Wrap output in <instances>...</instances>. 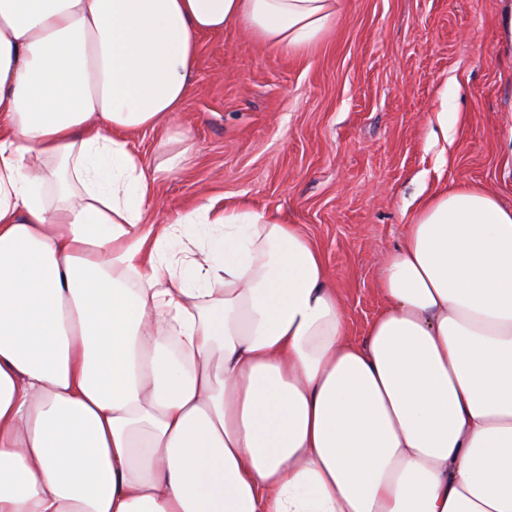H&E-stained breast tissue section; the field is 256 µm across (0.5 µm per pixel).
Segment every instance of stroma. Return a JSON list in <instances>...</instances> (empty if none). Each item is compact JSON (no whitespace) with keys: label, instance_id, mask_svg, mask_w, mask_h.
Instances as JSON below:
<instances>
[{"label":"stroma","instance_id":"stroma-1","mask_svg":"<svg viewBox=\"0 0 512 512\" xmlns=\"http://www.w3.org/2000/svg\"><path fill=\"white\" fill-rule=\"evenodd\" d=\"M503 6L343 0L334 30L305 55L266 47L238 24L203 37L178 121L193 164L158 183L150 223L208 199L279 211L321 250L349 336L363 341L383 305L382 263L423 195L474 183L512 204Z\"/></svg>","mask_w":512,"mask_h":512}]
</instances>
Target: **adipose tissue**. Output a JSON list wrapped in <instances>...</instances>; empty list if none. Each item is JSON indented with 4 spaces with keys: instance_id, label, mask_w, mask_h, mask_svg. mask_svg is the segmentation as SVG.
Masks as SVG:
<instances>
[{
    "instance_id": "adipose-tissue-1",
    "label": "adipose tissue",
    "mask_w": 512,
    "mask_h": 512,
    "mask_svg": "<svg viewBox=\"0 0 512 512\" xmlns=\"http://www.w3.org/2000/svg\"><path fill=\"white\" fill-rule=\"evenodd\" d=\"M341 0H0V512H512V206L450 183L350 339L273 210L146 213L201 35ZM135 150L140 154L144 165L153 168L168 154L172 146H161V138L156 132L145 130L138 133L133 140Z\"/></svg>"
}]
</instances>
